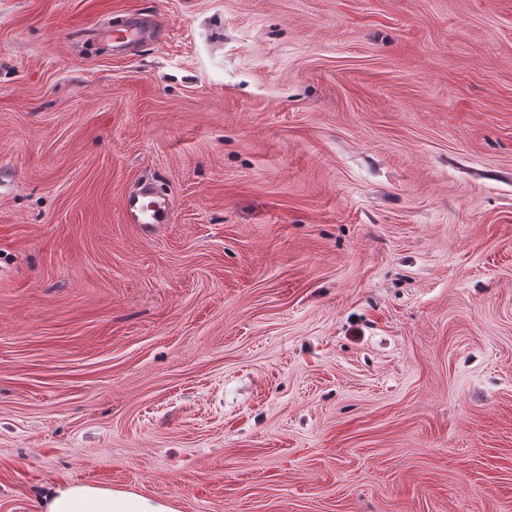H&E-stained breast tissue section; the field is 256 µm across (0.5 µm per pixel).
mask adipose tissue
I'll list each match as a JSON object with an SVG mask.
<instances>
[{"instance_id": "adipose-tissue-1", "label": "adipose tissue", "mask_w": 512, "mask_h": 512, "mask_svg": "<svg viewBox=\"0 0 512 512\" xmlns=\"http://www.w3.org/2000/svg\"><path fill=\"white\" fill-rule=\"evenodd\" d=\"M43 512H176L167 499L87 483H57L42 496Z\"/></svg>"}]
</instances>
